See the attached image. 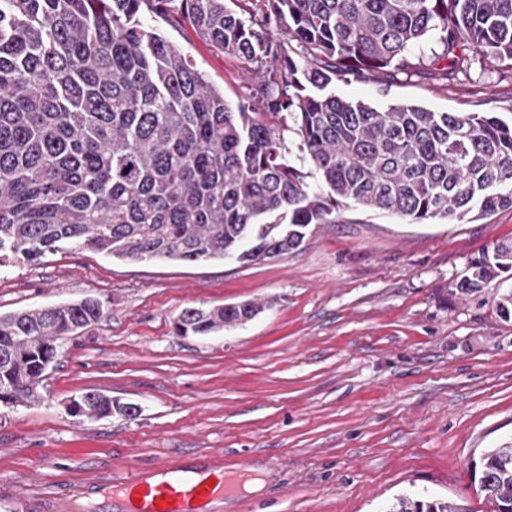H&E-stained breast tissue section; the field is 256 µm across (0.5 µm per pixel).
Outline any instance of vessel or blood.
<instances>
[{
  "mask_svg": "<svg viewBox=\"0 0 512 512\" xmlns=\"http://www.w3.org/2000/svg\"><path fill=\"white\" fill-rule=\"evenodd\" d=\"M249 468L225 474L224 457L181 460L164 468H131L114 482L120 512H219L225 499L243 492Z\"/></svg>",
  "mask_w": 512,
  "mask_h": 512,
  "instance_id": "1",
  "label": "vessel or blood"
}]
</instances>
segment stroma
<instances>
[{
    "label": "stroma",
    "mask_w": 512,
    "mask_h": 512,
    "mask_svg": "<svg viewBox=\"0 0 512 512\" xmlns=\"http://www.w3.org/2000/svg\"><path fill=\"white\" fill-rule=\"evenodd\" d=\"M164 33L230 101L238 63L188 19ZM379 108L511 112L512 77L472 67L449 84L421 73L338 81ZM512 242V208L427 224L355 209L265 260H118L87 249L0 270V313L98 299L103 316L59 339L34 401L0 405V512H116L110 483L131 467L224 455L262 490L222 512H386L401 496L493 512L471 463L512 441L507 284L460 295L471 258ZM254 301L262 313L207 336H178L184 309ZM94 391L137 408L88 420L70 401Z\"/></svg>",
    "instance_id": "obj_1"
}]
</instances>
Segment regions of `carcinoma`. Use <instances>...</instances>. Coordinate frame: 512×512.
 <instances>
[{"mask_svg": "<svg viewBox=\"0 0 512 512\" xmlns=\"http://www.w3.org/2000/svg\"><path fill=\"white\" fill-rule=\"evenodd\" d=\"M0 0V267L60 249L112 258L253 262L286 254L336 209L426 224L512 208V121L497 112L381 110L327 91L335 81L474 64L512 72V0ZM146 14L196 33L256 82L237 103ZM282 23L285 46L268 25ZM427 39V60L411 49ZM288 113L300 154L265 121ZM512 279V243L471 259L457 290ZM253 301L186 308L178 336L255 318ZM91 298L0 314V405L37 398L56 340L100 321ZM76 416H135L97 392ZM473 482L493 509L512 505V443L487 451ZM390 512H468L399 498Z\"/></svg>", "mask_w": 512, "mask_h": 512, "instance_id": "cac0c4a2", "label": "carcinoma"}]
</instances>
